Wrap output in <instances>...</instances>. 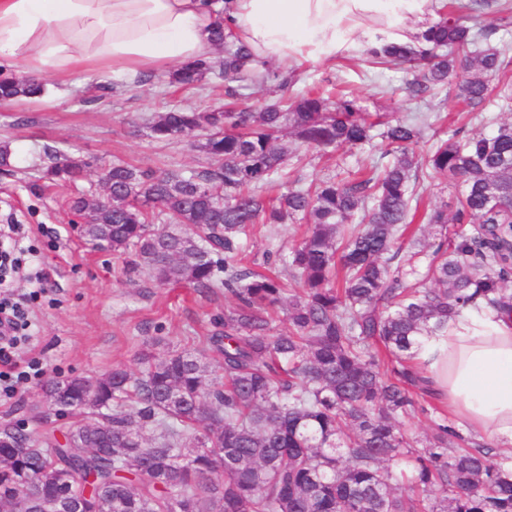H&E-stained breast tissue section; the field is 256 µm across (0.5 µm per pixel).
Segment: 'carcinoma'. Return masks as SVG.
I'll return each instance as SVG.
<instances>
[{
	"label": "carcinoma",
	"mask_w": 512,
	"mask_h": 512,
	"mask_svg": "<svg viewBox=\"0 0 512 512\" xmlns=\"http://www.w3.org/2000/svg\"><path fill=\"white\" fill-rule=\"evenodd\" d=\"M444 6L412 44L367 53V62L406 66L415 98L449 87L469 112L512 111V46L492 43L512 25V3ZM211 39L222 56L184 64L171 81L196 89L212 75L225 95L242 96L250 53L224 33L216 13ZM503 76L497 85L492 76ZM37 80L0 72V105L42 96ZM427 127L419 116L368 119L346 93H308L249 106L208 110L174 106L151 125L153 138L199 147L198 171L141 169L114 162L101 169L112 188L79 235L101 250L130 254L159 286L224 288L233 304L193 351L177 346L143 354L137 370L114 368L45 385L48 406L87 420L32 439L0 427V505L24 512H512V461L439 425L417 446L400 426L413 393H430L411 364L420 336L478 299L512 315V122L492 135L417 147ZM329 155L343 145L381 138L384 166L351 181L294 185L273 201L262 191L286 176L297 149L284 131ZM40 179L52 186L86 178L89 163L47 146ZM439 175L461 190L453 207L426 209L427 224L469 225L452 240L400 239L421 200L420 178ZM170 222L156 224L159 215ZM307 229L275 258L291 281L243 264L257 224L296 217ZM288 330L276 333L274 308ZM221 370L220 381L211 379Z\"/></svg>",
	"instance_id": "obj_1"
}]
</instances>
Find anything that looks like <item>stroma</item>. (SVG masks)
I'll list each match as a JSON object with an SVG mask.
<instances>
[{
    "instance_id": "stroma-1",
    "label": "stroma",
    "mask_w": 512,
    "mask_h": 512,
    "mask_svg": "<svg viewBox=\"0 0 512 512\" xmlns=\"http://www.w3.org/2000/svg\"><path fill=\"white\" fill-rule=\"evenodd\" d=\"M277 73L286 79L291 93L343 82L363 111L398 116L412 110L429 113L433 122L419 144L422 153L460 127L486 135L494 131L479 119L463 123L455 98L442 102L408 98L407 73L400 68L369 72L362 62L340 57L297 72L281 67ZM42 81V97L0 106V140L10 141L15 156L14 171L0 172V225L28 226V242L37 248L52 282L49 300L33 307L37 327L32 356L58 378L94 377L115 366H136L140 354L153 350L158 342L198 345L212 333L213 316L229 304L223 289L201 293L183 284L158 287L146 272L124 271L120 260L92 248L71 224L68 199L103 192L97 171H90L78 185L42 190L36 185L37 166L44 146L54 145L101 164L120 158L144 169L202 167L203 152L181 141L156 142L149 125L156 113L176 104L201 109L223 104V84L208 78L202 89L185 91L162 76L143 86L135 74L119 70L81 71L64 84L48 75ZM108 82L118 85L119 93L83 103L89 89ZM300 234L296 223L278 225L273 234L265 225H257L247 244L249 261L264 269L268 254L288 250ZM419 403L420 411L402 420L411 436L425 438L439 424L456 427V420L435 397H420ZM44 404L40 383L22 384L13 404L0 406V422L10 420L26 432L40 433L54 417L48 413L37 421L30 409Z\"/></svg>"
}]
</instances>
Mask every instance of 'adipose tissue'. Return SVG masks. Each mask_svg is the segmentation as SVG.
I'll use <instances>...</instances> for the list:
<instances>
[{
  "instance_id": "obj_1",
  "label": "adipose tissue",
  "mask_w": 512,
  "mask_h": 512,
  "mask_svg": "<svg viewBox=\"0 0 512 512\" xmlns=\"http://www.w3.org/2000/svg\"><path fill=\"white\" fill-rule=\"evenodd\" d=\"M437 0H0V66L33 78L118 67L165 70L211 57L210 29L250 50L249 66L300 69L413 42ZM413 362L474 435L512 445V318L475 302L424 336Z\"/></svg>"
}]
</instances>
